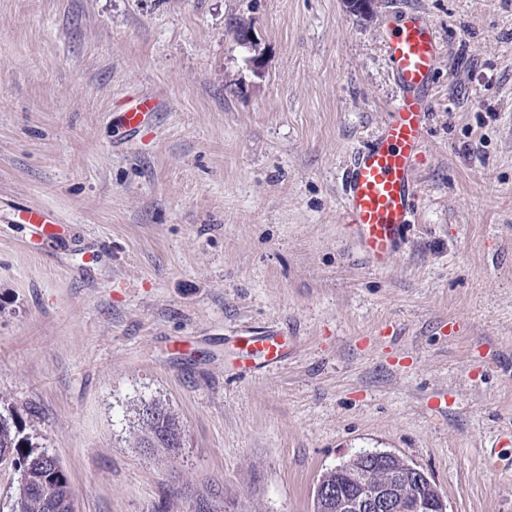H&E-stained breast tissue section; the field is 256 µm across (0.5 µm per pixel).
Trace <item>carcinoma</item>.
Masks as SVG:
<instances>
[{
    "instance_id": "cac0c4a2",
    "label": "carcinoma",
    "mask_w": 512,
    "mask_h": 512,
    "mask_svg": "<svg viewBox=\"0 0 512 512\" xmlns=\"http://www.w3.org/2000/svg\"><path fill=\"white\" fill-rule=\"evenodd\" d=\"M142 416L148 445L172 451L181 447V431L168 411L151 404ZM7 459L29 469L21 477L14 512H71L74 492L66 471L54 456L26 445L15 425L0 415V461Z\"/></svg>"
}]
</instances>
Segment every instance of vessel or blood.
I'll use <instances>...</instances> for the list:
<instances>
[{"label": "vessel or blood", "instance_id": "obj_1", "mask_svg": "<svg viewBox=\"0 0 512 512\" xmlns=\"http://www.w3.org/2000/svg\"><path fill=\"white\" fill-rule=\"evenodd\" d=\"M398 102L381 131L351 159L344 177L342 214L345 227L373 267L384 268L407 236L415 213L418 186L415 172L422 152L421 131L431 107V89L442 46L431 21L420 11L405 12L386 39ZM156 97L140 98L137 106L118 113L120 127L137 132L149 113L162 109ZM19 223L54 249L63 232L42 209L16 211ZM243 370L269 367L288 354L284 331L267 328L243 336Z\"/></svg>", "mask_w": 512, "mask_h": 512}]
</instances>
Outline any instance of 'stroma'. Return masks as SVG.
I'll return each mask as SVG.
<instances>
[{
	"instance_id": "35a3bbf8",
	"label": "stroma",
	"mask_w": 512,
	"mask_h": 512,
	"mask_svg": "<svg viewBox=\"0 0 512 512\" xmlns=\"http://www.w3.org/2000/svg\"><path fill=\"white\" fill-rule=\"evenodd\" d=\"M410 9L443 57L416 219L377 269L343 175L398 98ZM147 95L165 110L126 136L114 113ZM10 201L67 239L42 249ZM259 328L293 348L240 372ZM148 404L179 452L148 447ZM0 412L78 512H313L365 450L448 512H512V0H0Z\"/></svg>"
}]
</instances>
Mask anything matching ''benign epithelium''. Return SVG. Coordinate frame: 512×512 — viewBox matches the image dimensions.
Returning <instances> with one entry per match:
<instances>
[{"mask_svg":"<svg viewBox=\"0 0 512 512\" xmlns=\"http://www.w3.org/2000/svg\"><path fill=\"white\" fill-rule=\"evenodd\" d=\"M242 43L253 53L250 63L256 74L264 73L265 62L261 55L254 54L256 43L252 30L242 34ZM381 460L389 464L390 478L382 485H377L371 478L368 467H356L350 471V477L358 486V492L348 498H336V512H447L448 504L443 497L429 500L418 499L411 504L405 503L400 488L404 480L414 479L418 483L430 481L428 474L410 463H402L398 455L389 451H367L353 456L355 460Z\"/></svg>","mask_w":512,"mask_h":512,"instance_id":"obj_1","label":"benign epithelium"}]
</instances>
